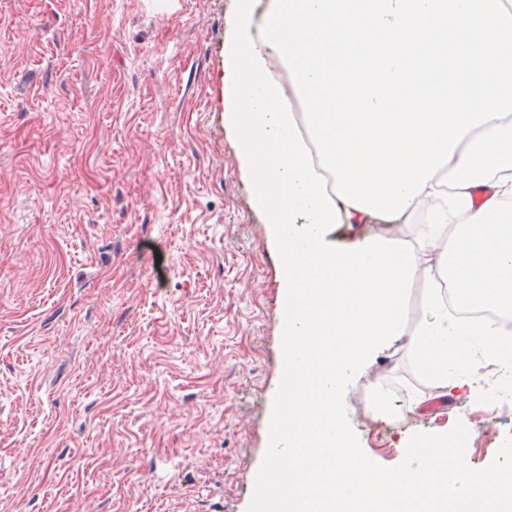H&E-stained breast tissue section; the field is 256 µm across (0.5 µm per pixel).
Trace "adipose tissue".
<instances>
[{
	"instance_id": "obj_1",
	"label": "adipose tissue",
	"mask_w": 512,
	"mask_h": 512,
	"mask_svg": "<svg viewBox=\"0 0 512 512\" xmlns=\"http://www.w3.org/2000/svg\"><path fill=\"white\" fill-rule=\"evenodd\" d=\"M255 2L237 0L224 112L282 257L288 401L274 443L292 459L331 451L335 512L493 503L502 472L471 469L461 435L419 439L422 466L367 480L345 399L400 342L427 358L438 395L481 405L512 391V336L459 315L512 317V0H270L260 17ZM420 210L412 246L327 238L332 224H407ZM417 278L426 317L411 334ZM426 284L415 280L408 289L406 299V320L410 333H414L422 324L425 317Z\"/></svg>"
}]
</instances>
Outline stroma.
Segmentation results:
<instances>
[{"mask_svg":"<svg viewBox=\"0 0 512 512\" xmlns=\"http://www.w3.org/2000/svg\"><path fill=\"white\" fill-rule=\"evenodd\" d=\"M236 0H0V512H261L281 256L224 120ZM373 374L425 388L406 349ZM346 405L371 474L512 445L493 405Z\"/></svg>","mask_w":512,"mask_h":512,"instance_id":"1","label":"stroma"}]
</instances>
